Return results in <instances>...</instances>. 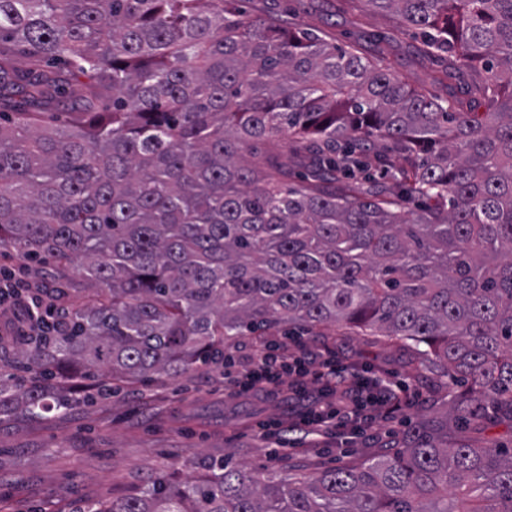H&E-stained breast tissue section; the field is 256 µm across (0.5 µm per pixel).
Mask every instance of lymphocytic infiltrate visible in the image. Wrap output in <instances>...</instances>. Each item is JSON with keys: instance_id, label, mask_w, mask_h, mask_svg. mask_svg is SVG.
Listing matches in <instances>:
<instances>
[{"instance_id": "obj_1", "label": "lymphocytic infiltrate", "mask_w": 512, "mask_h": 512, "mask_svg": "<svg viewBox=\"0 0 512 512\" xmlns=\"http://www.w3.org/2000/svg\"><path fill=\"white\" fill-rule=\"evenodd\" d=\"M25 284L14 273L0 272V300L12 302L23 314L17 335H35L54 301L25 295ZM318 382L317 395L303 389L304 379ZM288 385L295 404L291 416L314 439L337 436L343 431L360 432L395 415L413 401L408 385L378 376L366 377L337 359L333 350L302 354L280 345H260L235 383L237 393H263L269 386Z\"/></svg>"}]
</instances>
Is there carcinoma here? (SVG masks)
<instances>
[{"instance_id":"carcinoma-1","label":"carcinoma","mask_w":512,"mask_h":512,"mask_svg":"<svg viewBox=\"0 0 512 512\" xmlns=\"http://www.w3.org/2000/svg\"><path fill=\"white\" fill-rule=\"evenodd\" d=\"M232 0H0V249L92 286L0 362V419L50 409L66 377L174 379L280 322L411 342L478 422L512 418V0H361L444 53L466 107L355 50ZM27 54L24 69L16 51ZM61 96L66 125L37 126ZM316 149L244 165L253 139ZM383 140L388 152L366 153ZM399 162L391 189L358 175ZM27 367L19 383L6 373ZM80 512H512V448L424 420L358 468L272 481L203 461ZM297 144L291 139H284L280 142V152L284 157L288 156V159L294 160L291 163L290 168L296 174L298 173H308L310 170V166L312 164V156L307 154V150H302L301 158H293L296 153ZM305 156V157H304Z\"/></svg>"}]
</instances>
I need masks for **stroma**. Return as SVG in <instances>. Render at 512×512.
<instances>
[{"mask_svg":"<svg viewBox=\"0 0 512 512\" xmlns=\"http://www.w3.org/2000/svg\"><path fill=\"white\" fill-rule=\"evenodd\" d=\"M250 17L287 15L292 26L332 43H352L366 52L383 48L387 60L412 86L440 97H464L454 82H439L444 60L416 53L412 33L394 28L388 17L366 9L361 0H240ZM300 346L328 344L344 362L370 365L406 382L415 391L405 414L345 447L282 432L297 443L291 454L276 453V442L260 437L257 422L287 420L283 392L245 397L234 392L223 368L188 371L176 379L121 383L111 399L78 402L63 414L18 418L0 425V512H76L89 500H119L164 473L192 476L189 454L225 459L279 480L310 477L339 466H358L391 454L403 432L444 415L453 398L432 372L422 368L414 349L380 336H348L326 329L287 327L246 334L227 352L245 357L261 341ZM451 436L484 446L512 447V419L488 412L483 430L449 423Z\"/></svg>","mask_w":512,"mask_h":512,"instance_id":"obj_1","label":"stroma"}]
</instances>
